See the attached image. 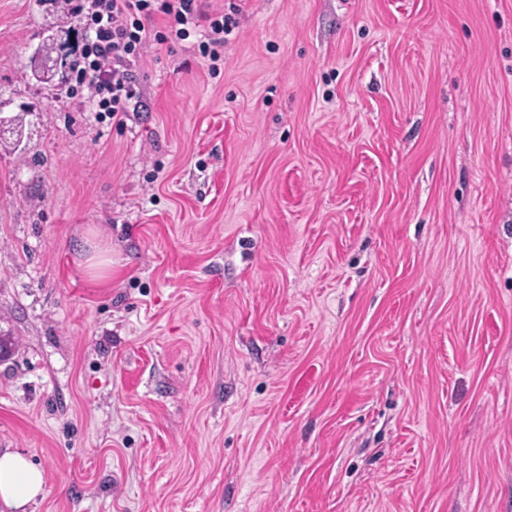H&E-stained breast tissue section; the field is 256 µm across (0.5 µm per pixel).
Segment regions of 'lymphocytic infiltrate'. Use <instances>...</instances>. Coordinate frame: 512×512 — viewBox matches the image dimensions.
<instances>
[{
  "mask_svg": "<svg viewBox=\"0 0 512 512\" xmlns=\"http://www.w3.org/2000/svg\"><path fill=\"white\" fill-rule=\"evenodd\" d=\"M80 11L86 46L74 68L75 80L87 91L90 106L122 120L134 95L129 65L145 52V23L167 17L176 39L187 40L198 27V0H83Z\"/></svg>",
  "mask_w": 512,
  "mask_h": 512,
  "instance_id": "lymphocytic-infiltrate-1",
  "label": "lymphocytic infiltrate"
}]
</instances>
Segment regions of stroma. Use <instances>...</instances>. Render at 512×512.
<instances>
[{"label":"stroma","mask_w":512,"mask_h":512,"mask_svg":"<svg viewBox=\"0 0 512 512\" xmlns=\"http://www.w3.org/2000/svg\"><path fill=\"white\" fill-rule=\"evenodd\" d=\"M199 5L119 125L32 73L78 10L0 0L26 512H512V0ZM232 18L228 15L222 14L219 17L211 20L208 29L201 35L199 50L203 56H209L211 59L219 57V49L224 48V33L231 31L230 25Z\"/></svg>","instance_id":"stroma-1"}]
</instances>
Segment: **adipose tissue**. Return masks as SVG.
Listing matches in <instances>:
<instances>
[{
  "label": "adipose tissue",
  "mask_w": 512,
  "mask_h": 512,
  "mask_svg": "<svg viewBox=\"0 0 512 512\" xmlns=\"http://www.w3.org/2000/svg\"><path fill=\"white\" fill-rule=\"evenodd\" d=\"M45 492L44 474L18 453L0 455V500L24 512L26 506Z\"/></svg>",
  "instance_id": "1"
}]
</instances>
